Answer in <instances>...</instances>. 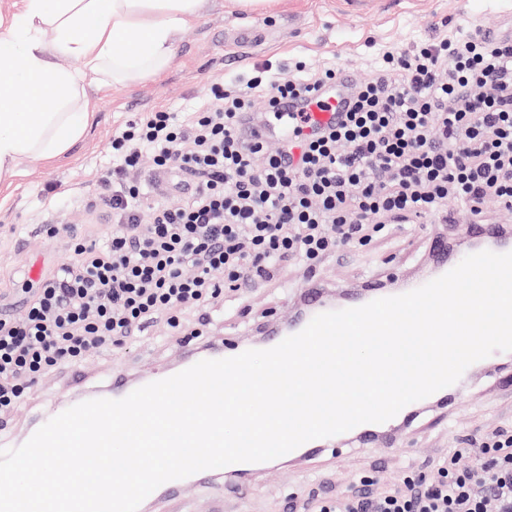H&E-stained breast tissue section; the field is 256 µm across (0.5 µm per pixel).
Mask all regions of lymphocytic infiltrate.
Wrapping results in <instances>:
<instances>
[{
	"mask_svg": "<svg viewBox=\"0 0 512 512\" xmlns=\"http://www.w3.org/2000/svg\"><path fill=\"white\" fill-rule=\"evenodd\" d=\"M341 74L303 61L266 66L213 84L189 115L156 110L126 125L99 182L110 228L72 240L74 261L41 276L24 315L0 317L1 422L49 371L121 347L149 323L180 330L183 314L216 311L226 295L271 281L283 261L312 274L401 219L481 218L491 198L512 209L511 36L469 22L446 38L384 48L369 78L349 87L343 121L307 133L309 117L292 103L324 106ZM279 116L290 136L273 147L253 138ZM146 152L152 172H177L187 186L177 204L144 207ZM311 512H512V430L469 439L397 488L362 477L358 492L314 499Z\"/></svg>",
	"mask_w": 512,
	"mask_h": 512,
	"instance_id": "lymphocytic-infiltrate-1",
	"label": "lymphocytic infiltrate"
}]
</instances>
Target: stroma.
Here are the masks:
<instances>
[{
    "label": "stroma",
    "mask_w": 512,
    "mask_h": 512,
    "mask_svg": "<svg viewBox=\"0 0 512 512\" xmlns=\"http://www.w3.org/2000/svg\"><path fill=\"white\" fill-rule=\"evenodd\" d=\"M473 20L502 29L512 23V0H278L273 13L225 9L224 0H206L202 19L182 35L172 65L161 75L125 86L103 82L88 89L94 117L86 136L61 158L43 162L0 187V310L18 317L24 312V289L32 266L49 271L70 257L72 233L100 238L110 225L96 201L97 185L112 168V139L129 120L163 108L187 113L206 99L212 83L230 81L264 62L286 65L301 58L310 66L336 65L354 79L367 77L379 48L407 46L424 38L453 34ZM71 212L55 238L42 235V224L54 220L61 201ZM433 224H396L369 249L343 248L328 257L319 279L344 287L360 285L374 274L401 273L421 265ZM308 280L294 263L282 264L275 280L245 289L221 317L206 329L242 341L255 339L266 321L288 315V301ZM178 340L165 322L152 324L150 335L130 340L122 349H106L79 365L46 376L14 414L12 438L23 437L31 408L60 397L77 371L95 376L115 372L141 376L163 362H173ZM512 426V390L497 387L494 372L471 377L452 408L430 410L404 434L403 450L352 448L321 459L287 462L253 473L247 480L251 502L204 484L183 498L162 499L146 512H300L310 493L322 496L356 491L360 475L375 472L381 484L457 447L467 434Z\"/></svg>",
    "instance_id": "35a3bbf8"
}]
</instances>
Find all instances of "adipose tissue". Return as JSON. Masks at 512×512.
I'll return each instance as SVG.
<instances>
[{
  "label": "adipose tissue",
  "mask_w": 512,
  "mask_h": 512,
  "mask_svg": "<svg viewBox=\"0 0 512 512\" xmlns=\"http://www.w3.org/2000/svg\"><path fill=\"white\" fill-rule=\"evenodd\" d=\"M204 2L23 0L19 13L0 19V182L21 163L63 156L82 139L92 83L108 77L125 85L164 71ZM67 57L81 59L83 69L61 68ZM24 100L30 107L22 112Z\"/></svg>",
  "instance_id": "ef3b65f1"
}]
</instances>
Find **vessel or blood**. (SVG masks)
<instances>
[{
    "instance_id": "1",
    "label": "vessel or blood",
    "mask_w": 512,
    "mask_h": 512,
    "mask_svg": "<svg viewBox=\"0 0 512 512\" xmlns=\"http://www.w3.org/2000/svg\"><path fill=\"white\" fill-rule=\"evenodd\" d=\"M352 82L350 75H343V89L333 99L332 109L322 110L310 106L309 114L313 122L323 124L334 118L337 110L346 105V86ZM459 227L458 234L431 238L428 242L432 257L430 264L416 274L403 278L394 288L387 287L383 278L367 279L357 288L344 289L333 293L327 285L311 281L301 291V304L290 312L287 320L274 328L266 329L260 342L261 348L269 349L279 344L286 337L300 332L311 319L321 313L358 307L373 300L403 294L416 289L428 281L435 279L454 268L466 255L483 250L496 253L512 252V227L507 225L482 224L465 216L455 220ZM182 368H189L198 361L205 359L229 358L247 350L248 345L236 337L228 336L215 345L199 344L196 337L184 338L181 345ZM74 403L91 399H120L134 389L122 376H114L103 384H96L91 377L80 375L72 383ZM416 416L412 407H404L395 417L383 423H365L356 426L343 435L316 439L304 443L291 451V458L323 455L335 449L343 441L349 440L363 447L385 446L396 448L401 432Z\"/></svg>"
}]
</instances>
